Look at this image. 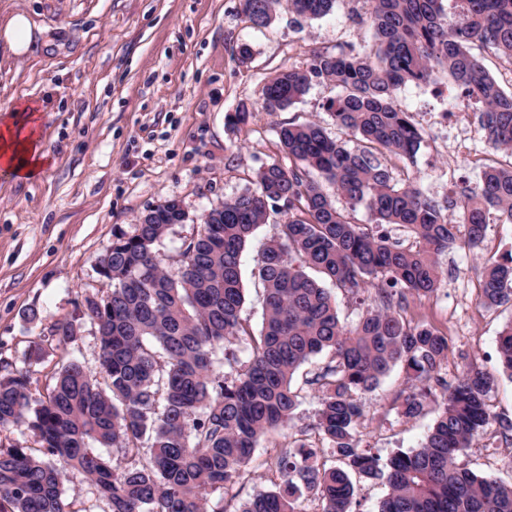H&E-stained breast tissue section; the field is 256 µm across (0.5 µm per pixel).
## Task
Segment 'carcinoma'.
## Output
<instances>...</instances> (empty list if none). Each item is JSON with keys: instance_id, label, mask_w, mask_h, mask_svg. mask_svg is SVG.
<instances>
[{"instance_id": "1", "label": "carcinoma", "mask_w": 512, "mask_h": 512, "mask_svg": "<svg viewBox=\"0 0 512 512\" xmlns=\"http://www.w3.org/2000/svg\"><path fill=\"white\" fill-rule=\"evenodd\" d=\"M373 45L315 51L305 68L286 67L264 87L268 112L301 100L315 81L336 90L326 108L336 128L358 144L329 136L317 123L282 125L277 161L257 173V188L224 200L203 218L169 270L159 246L179 223L162 203L140 217L131 235L121 229L98 258L110 288L81 301L94 326L99 374L74 355L58 360L44 393L33 394V366L44 348L0 375V429L31 433L36 447L0 446V512H71L63 501L61 458L87 479L109 512H224L209 504L244 476L259 441L286 426L298 405L291 383L298 369L327 352L332 363L315 378L320 409L314 439L294 441L263 462L277 473L275 489L248 500L241 512H302L314 500L321 512H356L354 481L387 488L379 512H512V485L460 467L491 419L493 375L477 364L454 385L441 374L448 337L427 323L404 319L406 294L438 290L437 256L456 241L448 202L416 182L396 179L386 157H412L421 134L395 101L409 82L446 70L481 104L487 144L512 151V92H505L475 46L512 61V0H463L464 18L448 21L443 0H366ZM336 0H241L256 27L285 8L317 19ZM330 183L348 208L326 192ZM455 206L468 225L464 246L476 249L487 213L512 223V167L488 166L480 184ZM362 207L371 224L350 212ZM282 222L259 250L254 276L264 289L263 325L241 318L245 302L240 257L271 214ZM412 233L404 247L389 229ZM334 286L375 296L354 324L339 318ZM481 304L512 302V254L488 261ZM73 318L50 327L45 342L68 350L77 340ZM499 365L512 377V324L500 334ZM420 381L405 394L402 415L417 417L441 394L440 413L422 446L389 460L360 447L365 411L356 394L380 383L396 364ZM111 448L117 463L96 452ZM336 465L325 466V455Z\"/></svg>"}]
</instances>
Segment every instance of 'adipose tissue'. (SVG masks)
<instances>
[{
	"instance_id": "adipose-tissue-1",
	"label": "adipose tissue",
	"mask_w": 512,
	"mask_h": 512,
	"mask_svg": "<svg viewBox=\"0 0 512 512\" xmlns=\"http://www.w3.org/2000/svg\"><path fill=\"white\" fill-rule=\"evenodd\" d=\"M42 33V28L25 13L14 12L0 18V44L14 56L28 54ZM44 158L35 129L21 115H14L12 123L0 126L1 171L30 180L38 177Z\"/></svg>"
}]
</instances>
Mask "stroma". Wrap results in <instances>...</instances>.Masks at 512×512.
Wrapping results in <instances>:
<instances>
[{"label": "stroma", "instance_id": "35a3bbf8", "mask_svg": "<svg viewBox=\"0 0 512 512\" xmlns=\"http://www.w3.org/2000/svg\"><path fill=\"white\" fill-rule=\"evenodd\" d=\"M366 9L364 0H336L327 16L299 24L282 9L257 28L240 0H0V15L24 11L44 30L25 57L0 51V111L27 105L49 156L35 181L0 172V362L20 363L56 320L76 315L84 295L107 289L97 265L114 229L134 233L139 217L180 200L188 218L161 246L172 259L203 213L255 189L257 171L283 160L280 126L315 122L335 132L325 84L313 83L302 100L279 112L265 111L263 87L282 67H305L314 51L371 45V30L357 22ZM242 43L253 52L244 64L236 56ZM431 81L444 92L442 108L465 113L476 135L462 149L454 127L424 130L415 156L391 164L429 196L451 199L477 184L481 158L507 165L512 155L488 148L479 109L468 108L445 70L435 69ZM242 107L250 112L247 123L231 125L229 115ZM450 217L458 222V211ZM275 231L270 223L259 227L241 255L242 316L256 330L263 296L255 259ZM455 233L456 244L438 258L440 288L409 296L408 315L447 336L448 382L471 363L494 373L490 410L512 420V379L497 372V340L512 324V303L487 308L478 292L484 262L512 252V224L489 225L474 252L460 245L466 226L458 222ZM329 361L328 354L317 355L295 374L299 405L288 440L315 423L319 394L311 380ZM410 385L399 364L359 395L360 444L381 458L419 448L437 416L439 404L430 400L419 416L401 417V393ZM273 446L260 440L228 512L272 489L263 461ZM457 463L512 483V443L502 440L497 425Z\"/></svg>", "mask_w": 512, "mask_h": 512}]
</instances>
